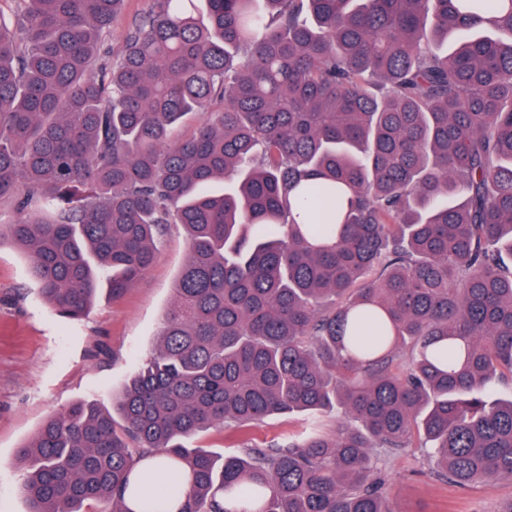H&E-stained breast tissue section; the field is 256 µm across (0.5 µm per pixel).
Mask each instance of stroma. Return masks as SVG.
Returning a JSON list of instances; mask_svg holds the SVG:
<instances>
[{"label": "stroma", "instance_id": "1", "mask_svg": "<svg viewBox=\"0 0 512 512\" xmlns=\"http://www.w3.org/2000/svg\"><path fill=\"white\" fill-rule=\"evenodd\" d=\"M186 259L185 236L172 227L132 288L117 297L101 292L87 317L68 320L40 298L26 252L10 240L0 241V512H27L16 450L46 420L80 402L111 409L152 352ZM296 425L287 415L272 414L246 435L211 428L189 445L231 455L242 438L266 445ZM380 467L396 512H506L512 505V481L449 484L434 474L419 448L382 458Z\"/></svg>", "mask_w": 512, "mask_h": 512}]
</instances>
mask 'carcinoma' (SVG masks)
I'll return each mask as SVG.
<instances>
[{
  "label": "carcinoma",
  "mask_w": 512,
  "mask_h": 512,
  "mask_svg": "<svg viewBox=\"0 0 512 512\" xmlns=\"http://www.w3.org/2000/svg\"><path fill=\"white\" fill-rule=\"evenodd\" d=\"M11 2L0 240L72 320L188 250L122 422L19 448L28 512H394L374 448L512 480V0H150L110 59L127 0ZM273 413L300 429L183 442ZM242 440L234 428H211L188 440L190 447H201L218 455H231L239 451Z\"/></svg>",
  "instance_id": "obj_1"
}]
</instances>
